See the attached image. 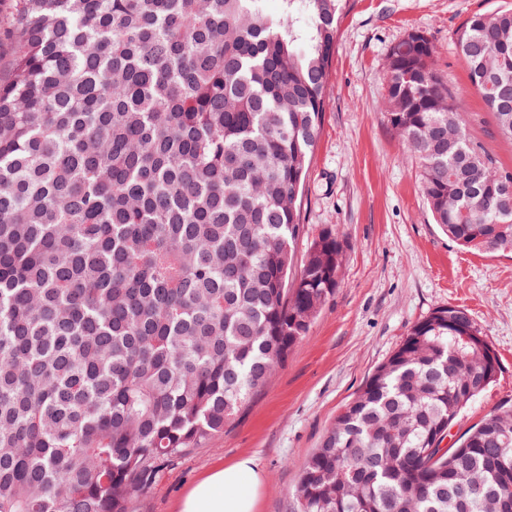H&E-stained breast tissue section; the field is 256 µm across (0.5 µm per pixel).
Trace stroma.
I'll return each instance as SVG.
<instances>
[{"label":"stroma","instance_id":"obj_1","mask_svg":"<svg viewBox=\"0 0 512 512\" xmlns=\"http://www.w3.org/2000/svg\"><path fill=\"white\" fill-rule=\"evenodd\" d=\"M511 7L512 0H347L295 249L303 257L322 228L335 227L347 243L339 286L240 420L163 465L130 500L129 512H177L182 495L209 469L244 455L256 458L266 478L257 512H297L300 471L341 407L411 326L450 305L467 309L500 367L454 422L451 439L512 407V254L462 248L434 224L415 160L386 121L384 82L390 49L410 32L426 34L470 138L496 167L512 170V142L494 133L455 49L472 15Z\"/></svg>","mask_w":512,"mask_h":512}]
</instances>
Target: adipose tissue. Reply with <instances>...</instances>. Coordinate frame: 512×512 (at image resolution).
I'll return each instance as SVG.
<instances>
[{
    "label": "adipose tissue",
    "mask_w": 512,
    "mask_h": 512,
    "mask_svg": "<svg viewBox=\"0 0 512 512\" xmlns=\"http://www.w3.org/2000/svg\"><path fill=\"white\" fill-rule=\"evenodd\" d=\"M265 477L254 457L219 465L194 483L180 499L178 512H256Z\"/></svg>",
    "instance_id": "obj_1"
}]
</instances>
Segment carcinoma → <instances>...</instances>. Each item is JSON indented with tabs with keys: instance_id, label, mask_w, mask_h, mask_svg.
<instances>
[{
	"instance_id": "carcinoma-1",
	"label": "carcinoma",
	"mask_w": 512,
	"mask_h": 512,
	"mask_svg": "<svg viewBox=\"0 0 512 512\" xmlns=\"http://www.w3.org/2000/svg\"><path fill=\"white\" fill-rule=\"evenodd\" d=\"M11 0L0 84V512H127L304 341L345 250L290 277L345 0ZM512 141V9L457 33ZM434 46L387 57V122L432 219L512 253V170L472 142ZM468 311L414 324L301 470L298 512H512V409L428 449L494 378Z\"/></svg>"
}]
</instances>
